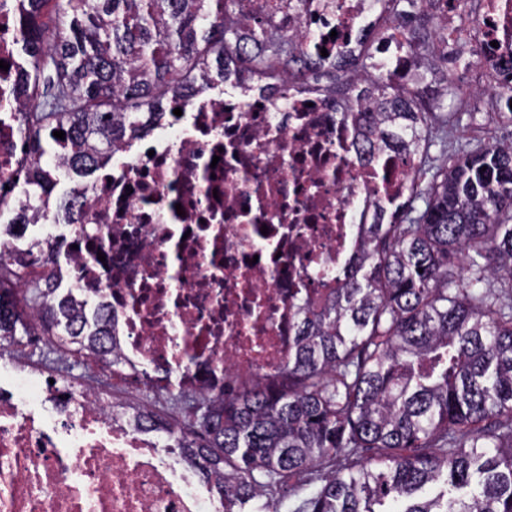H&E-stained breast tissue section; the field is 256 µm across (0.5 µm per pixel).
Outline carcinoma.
Segmentation results:
<instances>
[{"label":"carcinoma","instance_id":"carcinoma-1","mask_svg":"<svg viewBox=\"0 0 512 512\" xmlns=\"http://www.w3.org/2000/svg\"><path fill=\"white\" fill-rule=\"evenodd\" d=\"M254 2L248 24L236 0H28L24 198L47 193L45 155L64 150L88 172L113 136L137 131L226 55L285 76L311 68L291 41L270 38L285 0ZM377 2L436 74L448 57L434 50L447 40L435 0ZM383 68L368 50L315 79L338 93L364 82L348 116L366 149L423 153L400 219L361 225L354 268L302 313L278 379L200 395L196 431L164 425L145 404L130 414L135 428L175 439L224 493V512L261 496L264 512H279L272 493L286 478L338 456L354 463L298 512H512V141L448 144L462 121L448 84L394 83ZM48 259L35 243L0 260V346L44 336L115 365L105 308L89 318L72 293L21 279Z\"/></svg>","mask_w":512,"mask_h":512}]
</instances>
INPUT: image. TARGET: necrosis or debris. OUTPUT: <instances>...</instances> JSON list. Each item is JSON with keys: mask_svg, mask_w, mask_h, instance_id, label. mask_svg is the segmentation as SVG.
<instances>
[{"mask_svg": "<svg viewBox=\"0 0 512 512\" xmlns=\"http://www.w3.org/2000/svg\"><path fill=\"white\" fill-rule=\"evenodd\" d=\"M449 35L477 34L494 98L512 97V0H437ZM24 0H0V218L25 200L29 167L21 94ZM391 48L392 79L411 82L417 59L376 0H291L274 23L324 66L362 52L368 31ZM334 94L228 64L224 81L171 100L136 136L116 138L109 162L49 192L27 211L33 228L66 221L68 258L86 312L112 308L123 376L156 394L176 385L219 394L276 375L299 312L350 270L361 225L389 223L408 198L420 155L359 150L361 128ZM25 210V209H24ZM46 368L0 385V512H224L192 469L159 452L113 396L42 383ZM57 416L24 408L25 385Z\"/></svg>", "mask_w": 512, "mask_h": 512, "instance_id": "4bbe7bcc", "label": "necrosis or debris"}]
</instances>
